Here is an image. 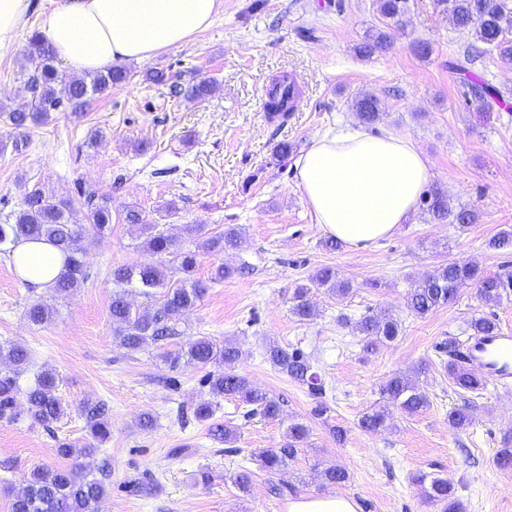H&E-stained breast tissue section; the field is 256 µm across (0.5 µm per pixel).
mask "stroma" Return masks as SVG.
Returning <instances> with one entry per match:
<instances>
[{
  "instance_id": "stroma-1",
  "label": "stroma",
  "mask_w": 512,
  "mask_h": 512,
  "mask_svg": "<svg viewBox=\"0 0 512 512\" xmlns=\"http://www.w3.org/2000/svg\"><path fill=\"white\" fill-rule=\"evenodd\" d=\"M57 3L32 0L14 44L0 49V104L15 102L22 79L33 72L29 38L43 30ZM406 18L405 27L392 29L389 51L365 58L357 45L384 26L376 0H223L207 30L150 61L131 63L132 78L96 96L84 117L53 113L15 146L7 143L9 126L0 123V141L7 144L0 151V218L35 190L57 202L77 201L80 185L107 195L117 218L105 236L86 240L87 280L70 298L55 301L54 318L43 325L31 324L25 310L50 291H33L0 254V343L29 348L32 367L20 374L21 383L32 381L34 369H55L71 405L49 430L0 423V512H10L7 484H21L37 465L66 466L57 454L60 443L88 442L77 410L87 399L104 401L111 422L109 439L84 460L91 472L101 461L111 464L100 512H287L289 501L336 494L353 498L358 512H441L410 484L417 471L447 479L464 512H512V469L493 463L502 439L512 436V388L492 383L464 397L449 384L436 352L442 340L464 342L475 316L496 315L512 333V298L488 304L465 287L454 304L425 316L406 307L407 291L440 264L470 262L489 274L506 260L487 242L512 229V67L496 52L481 51L472 31L455 27L435 0H407ZM416 40L430 43L428 57L413 54ZM468 51L474 63L454 70ZM152 70L185 83L207 78L216 89L203 101L176 99L145 80ZM289 72L300 78L302 107L287 120L269 118L261 88ZM480 78L503 94L489 112L462 95L467 81ZM368 93L380 101L372 132L410 138L429 161V186L441 189L453 209L476 210L477 223L437 222L419 207L373 245L328 246L292 162L276 163L272 152L288 141L299 154L329 129L358 125L353 103ZM97 132L102 138L95 143ZM131 208L190 249L198 241L184 236V225H204L210 235L230 225L241 231L224 255L202 252L197 270L208 277L221 261L239 275L212 284L167 341L171 347L196 336L236 342V372L280 401L281 420L269 422L246 417L235 398L220 400L214 421L237 431L235 448L193 416L209 397L207 368L170 369L157 347L131 353L113 336L112 270L149 259L134 228L118 221ZM324 266L349 282L351 292L342 299L313 289L317 315L298 320L289 311L293 289ZM382 311L399 318L402 328L372 354L338 322L343 314L356 319ZM272 344L312 355L326 383L327 419L314 416L318 400L307 386L268 361ZM414 371L429 407L395 414L379 433L359 429V418L381 405L385 380ZM466 398L474 420L453 430L448 412ZM146 415L154 419L148 430L139 425ZM294 421L308 426L306 443L282 472L256 471L250 492H240L235 474L262 451L280 447ZM334 425L346 428L344 441L332 435ZM322 463L343 468L348 481L323 484ZM203 471L209 482H201ZM144 475L154 491L130 490L129 481Z\"/></svg>"
}]
</instances>
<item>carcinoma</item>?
I'll return each instance as SVG.
<instances>
[{"mask_svg": "<svg viewBox=\"0 0 512 512\" xmlns=\"http://www.w3.org/2000/svg\"><path fill=\"white\" fill-rule=\"evenodd\" d=\"M441 11L448 13L453 24L468 28L476 39L495 48L498 58L505 65H512V39L506 33L512 32V0H436ZM380 15L390 24L401 26L405 23L406 0H378ZM390 35L378 30L359 47V52L370 56L389 49ZM28 58L35 65L33 74L24 81L22 92L30 100L11 108L0 106V114L15 133L44 123L51 113L68 109L83 114L91 100L112 88L127 82L132 74L124 66H111L93 74L75 75L59 70L55 65V53L49 42L38 32L29 38ZM145 80L168 86L174 97L203 100L214 91L210 80L200 79L183 84L172 80L165 71L145 74ZM465 96L473 97L487 111L500 100V92L494 86L477 81L465 83ZM379 101L374 95H365L354 103L360 119L367 124L378 121ZM265 108L274 117L286 118L290 108L288 96L272 94L265 102ZM426 212L435 220L448 219L457 224H474L478 214L470 209L457 211L448 205L445 194L433 188L423 196ZM124 221L137 229L143 237L142 246L153 260L134 266H121L112 270V298L109 317L113 325V336L120 345L130 352H139L152 344H158L178 335L177 321L187 310L195 307L205 295L211 281L222 282L232 277L238 269L224 263L211 272L209 281L196 277L198 252L182 248L180 241L167 234L157 224L147 223L136 209L125 213ZM112 207L108 198L94 192L80 193V206L53 202L34 191L25 198L23 206L5 216L0 224V251L9 252V245L21 240H45L56 246L65 256L64 269L55 279L52 287L55 296L67 298L73 295L88 278L85 266L84 238L90 234L103 235L111 230ZM238 229L231 226L216 233L203 242L209 252H224L237 244ZM488 248L502 253H512V230L502 231L487 242ZM327 288L340 298L350 293L346 282L336 280V272L330 267L317 269L309 276V284L294 288L290 298L291 313L301 321L317 315L310 300V286ZM476 288L477 297L483 302H498L505 295L512 294V267H506L497 274H484L467 262H448L415 282L407 295L408 311L422 317L429 312L447 306L457 299L458 291L464 286ZM138 293L153 302V308L143 312L135 308L131 295ZM55 309L40 299L34 300L27 309V317L34 324H43L52 319ZM339 322L351 328L352 333L363 337V350L376 352L381 346L393 341L399 335L401 324L389 312L367 315L356 321L343 315ZM468 328L473 334H492L499 331L496 316H479L470 320ZM452 339L441 344L440 352L448 355L442 367L448 374V381L462 392L474 393L485 389L488 379L477 375L465 366L459 352L454 350ZM236 343L226 340L218 343L207 337H200L165 349L161 360L171 369L185 365H215L217 370L207 374L205 383L209 386L212 400L202 402L195 409V416L208 421L214 416V401L234 397L248 407L251 415L276 421L281 415L280 402L265 391L254 387L242 375L224 370L239 358ZM270 362L294 380L306 385L317 398L325 394V386L315 370L311 355L298 348L288 350L279 345L267 349ZM0 360L9 363L18 371L31 363L30 350L19 342L0 344ZM59 375L44 369L35 375L26 389H21L13 371H0V420L15 421L26 414L32 424L50 429L69 409V403L59 394ZM382 397L389 406L367 412L358 420V427L375 432L387 428L391 420L389 407L414 415L430 405L429 397L417 378L397 373L381 388ZM79 410L86 421V429L92 442L78 448L63 443L57 448L58 454L73 460L72 465L48 468L38 465L30 470L19 488L9 489L11 512H99V504L107 495L106 468L99 469L100 476L84 470L79 459L94 451L95 443L105 441L110 435V421L105 404L83 401ZM473 406L467 402L453 407L448 412V423L456 430L467 428L472 422ZM309 433L307 426L296 422L288 426L286 442L280 448L266 450L256 456L258 468L275 473L288 464L297 454L298 448ZM493 464L501 469L512 468V443H502L493 458ZM325 483L343 484L348 480L345 470L330 465L322 471ZM410 482L420 490L422 498L442 506V512H463V505L454 498L455 492L442 478L417 472Z\"/></svg>", "mask_w": 512, "mask_h": 512, "instance_id": "1", "label": "carcinoma"}]
</instances>
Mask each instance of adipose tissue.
Instances as JSON below:
<instances>
[{"instance_id": "1", "label": "adipose tissue", "mask_w": 512, "mask_h": 512, "mask_svg": "<svg viewBox=\"0 0 512 512\" xmlns=\"http://www.w3.org/2000/svg\"><path fill=\"white\" fill-rule=\"evenodd\" d=\"M219 0H62L45 20L56 55L74 72L145 62L211 26ZM297 186L325 234L352 248L391 235L415 211L429 180L423 154L406 138L346 126L314 142L296 164ZM24 282L49 288L64 266L45 241L10 254Z\"/></svg>"}]
</instances>
